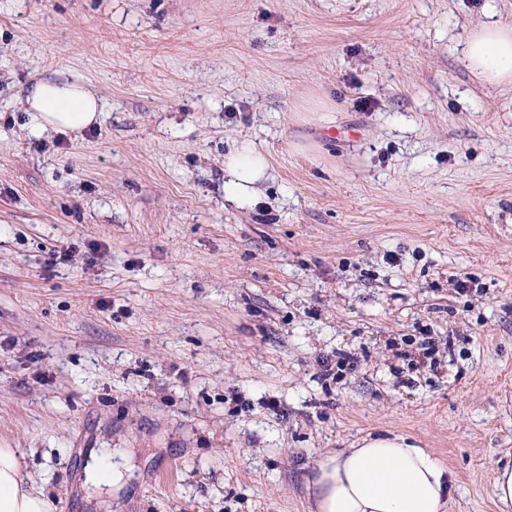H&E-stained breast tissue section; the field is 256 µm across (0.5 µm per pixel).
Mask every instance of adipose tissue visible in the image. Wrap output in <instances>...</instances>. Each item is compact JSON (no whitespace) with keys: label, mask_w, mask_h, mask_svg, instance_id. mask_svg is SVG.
Here are the masks:
<instances>
[{"label":"adipose tissue","mask_w":512,"mask_h":512,"mask_svg":"<svg viewBox=\"0 0 512 512\" xmlns=\"http://www.w3.org/2000/svg\"><path fill=\"white\" fill-rule=\"evenodd\" d=\"M465 61L481 81L512 85V26L473 28L465 40ZM40 130L76 132L97 122L99 100L80 83L40 79L24 91ZM267 155L242 142L224 158V196L241 206L254 202L268 174ZM452 474L428 449L400 435L367 437L360 447L318 460L308 485L315 512H445ZM0 512H53L51 501L26 488L15 449L0 448Z\"/></svg>","instance_id":"obj_1"}]
</instances>
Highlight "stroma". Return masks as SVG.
<instances>
[{
    "label": "stroma",
    "instance_id": "stroma-1",
    "mask_svg": "<svg viewBox=\"0 0 512 512\" xmlns=\"http://www.w3.org/2000/svg\"><path fill=\"white\" fill-rule=\"evenodd\" d=\"M490 21L512 0H0V448L54 512H313L321 455L395 434L452 472L446 512H500L512 87L463 57ZM46 77L99 124L31 134ZM269 160L255 144L244 141L224 157V197L239 206L251 205L257 184L267 177ZM85 483L99 492L119 493L123 488V474L113 467L112 462L94 458L85 470Z\"/></svg>",
    "mask_w": 512,
    "mask_h": 512
}]
</instances>
